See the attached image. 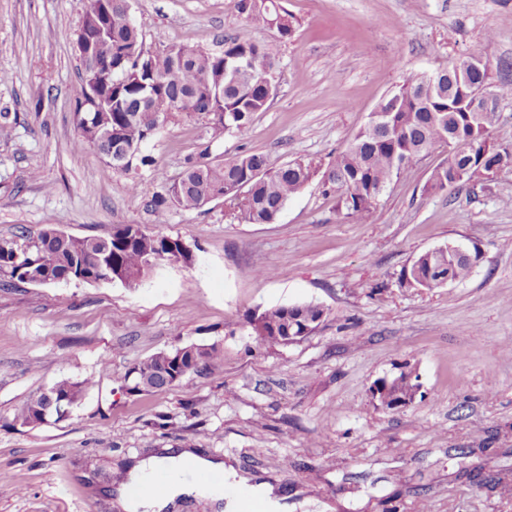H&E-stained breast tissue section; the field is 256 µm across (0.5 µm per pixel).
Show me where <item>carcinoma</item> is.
<instances>
[{"label": "carcinoma", "instance_id": "cac0c4a2", "mask_svg": "<svg viewBox=\"0 0 512 512\" xmlns=\"http://www.w3.org/2000/svg\"><path fill=\"white\" fill-rule=\"evenodd\" d=\"M110 27L99 50L98 95L106 121L119 128L123 141L139 158L141 146L159 129L153 113L160 106L188 102L192 109L224 113L219 128L229 134L245 133L257 112L270 105L265 86L246 71L232 72L241 62L254 72L274 71L265 45L238 37H228L221 48L206 51L194 46H172L162 52L146 47L142 31L131 18L128 0H109ZM232 10L246 21L263 27H276L283 39L291 38L297 20L275 0H232ZM467 78L474 86H487L499 99L512 98V85L490 82L489 67L468 69ZM86 74L79 76L72 89L75 120L80 131L76 148L92 146L108 159L112 144L104 140L103 129L83 123L81 107L87 102ZM153 93L150 105L142 103V91ZM497 112L485 114L483 124L469 121L467 103L460 97L450 98L429 90L428 75L419 74L386 95L370 113L369 120L349 146L336 155L323 173V184L336 192L337 208L350 220L364 219L378 202L387 186L402 173L413 169L421 158L437 145L448 147V157L434 167L425 183L427 191H441L442 180H454L459 170L489 168L499 145L493 142ZM320 166L313 162L294 161L272 166L261 151H245L224 160L209 157V149L187 159L183 182L179 188L168 185L165 193L151 202L154 213L164 215L172 209L185 212L205 208L202 201L211 193L230 194L236 189L246 193L239 206L241 218L250 224L276 221L288 201L317 176ZM134 225L117 228L114 236L72 237L47 224L37 234L19 240L0 241V284L25 282L28 271L21 270L16 254L28 253L37 263L36 271L62 281L73 280L97 264L123 269L125 284L133 286L148 271L142 269L143 255L159 256V263L188 266L193 256L168 244L167 237L149 233L132 235ZM473 264L459 259L449 245L436 252L418 255L403 271L405 280L424 281V287L440 288L445 279L460 282L468 277ZM258 336H272L274 331L289 327L285 306L266 309L245 316ZM175 352H159L135 363L125 375L132 392L153 391L166 387L167 367ZM90 385L89 380H60L52 385L57 395L77 404ZM45 397L41 394L24 403L15 413L14 422L34 427L40 424ZM457 478L487 481L501 490L512 480L498 473L461 466Z\"/></svg>", "mask_w": 512, "mask_h": 512}]
</instances>
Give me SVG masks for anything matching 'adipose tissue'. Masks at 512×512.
<instances>
[{
    "mask_svg": "<svg viewBox=\"0 0 512 512\" xmlns=\"http://www.w3.org/2000/svg\"><path fill=\"white\" fill-rule=\"evenodd\" d=\"M223 476L230 482L248 487L250 493L259 498L266 512H274L276 504L264 487L251 485L248 478L237 476L236 472L224 467L220 462L196 456L188 451H180L160 458L141 461L130 472V491L124 494L122 505L126 512H166L167 508H178L191 496H204L212 501L223 503L226 512H241L243 502L237 498H225L220 486L204 487L187 478V469ZM164 471L171 473L172 479L166 487L157 492L143 495L134 494V487L142 485L153 474Z\"/></svg>",
    "mask_w": 512,
    "mask_h": 512,
    "instance_id": "ef3b65f1",
    "label": "adipose tissue"
}]
</instances>
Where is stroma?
Listing matches in <instances>:
<instances>
[{
  "mask_svg": "<svg viewBox=\"0 0 512 512\" xmlns=\"http://www.w3.org/2000/svg\"><path fill=\"white\" fill-rule=\"evenodd\" d=\"M147 46L263 43L277 94L241 135L172 115L116 172L75 149L76 33L89 0H0V239L51 224L106 237L120 224L178 238L194 252L139 285L79 281L0 287V512H122L116 489L140 460L191 449L273 486L282 512H512L499 489L455 479L456 448H485L512 475V170L441 193L424 189L435 148L394 179L364 221L346 219L313 180L271 224L148 206L188 157L268 154L273 166L327 168L380 100L410 76L463 57L512 84V0H281L292 38L236 16L230 0H129ZM460 241L470 277L409 285L420 253ZM313 302L325 315L289 344L256 336L246 314ZM216 346L203 371L129 392L138 361ZM416 376L406 407L371 395ZM92 384L62 419L16 424L26 401L62 379Z\"/></svg>",
  "mask_w": 512,
  "mask_h": 512,
  "instance_id": "1",
  "label": "stroma"
}]
</instances>
